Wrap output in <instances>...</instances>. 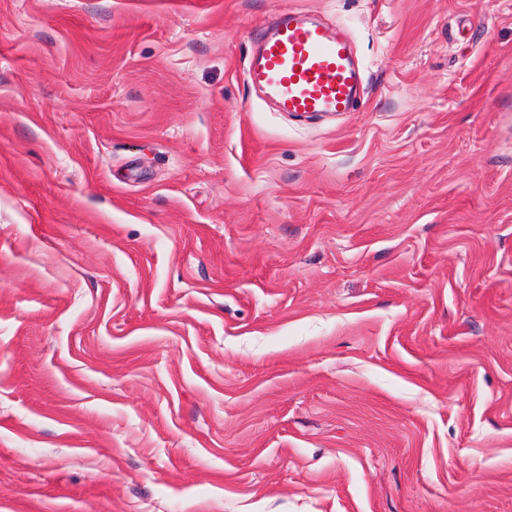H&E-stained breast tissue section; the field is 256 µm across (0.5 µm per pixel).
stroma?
Wrapping results in <instances>:
<instances>
[{
  "label": "stroma",
  "mask_w": 512,
  "mask_h": 512,
  "mask_svg": "<svg viewBox=\"0 0 512 512\" xmlns=\"http://www.w3.org/2000/svg\"><path fill=\"white\" fill-rule=\"evenodd\" d=\"M0 512H512V0H0ZM347 41L318 23L282 12L264 35L247 69L248 82L276 101L282 112H347L361 82Z\"/></svg>",
  "instance_id": "stroma-1"
}]
</instances>
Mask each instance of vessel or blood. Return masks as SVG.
<instances>
[{"label": "vessel or blood", "mask_w": 512, "mask_h": 512, "mask_svg": "<svg viewBox=\"0 0 512 512\" xmlns=\"http://www.w3.org/2000/svg\"><path fill=\"white\" fill-rule=\"evenodd\" d=\"M247 79L281 111L299 115L350 110L361 82L348 42L293 12L280 13L275 28L264 35Z\"/></svg>", "instance_id": "b4317fda"}]
</instances>
